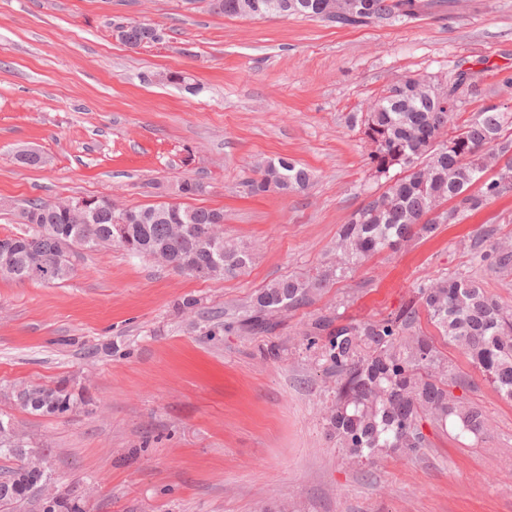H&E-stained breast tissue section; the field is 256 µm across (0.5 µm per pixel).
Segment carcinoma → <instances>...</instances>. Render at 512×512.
<instances>
[{"instance_id":"carcinoma-1","label":"carcinoma","mask_w":512,"mask_h":512,"mask_svg":"<svg viewBox=\"0 0 512 512\" xmlns=\"http://www.w3.org/2000/svg\"><path fill=\"white\" fill-rule=\"evenodd\" d=\"M355 11L344 15L325 12L328 0H211V8L228 17L265 18L301 15L326 21L338 28H358L373 22H405L424 8L444 7L451 0H351ZM117 38L129 48L158 43V28L128 23L116 26ZM461 70L448 80V89L477 97L480 89L465 82ZM456 112H446L416 90V78L382 89L365 112L350 116L367 141L378 144L368 154L374 176L386 178L385 190L358 208L342 225L336 244V261L312 275L277 280L259 291L244 311L239 327L246 333H272L274 316L312 301L330 282L346 276L370 256L395 250L413 238L435 233L439 223L454 224L512 188V183L489 179L480 191L472 185L486 172L487 159L505 157L512 165V137L505 134L512 114L493 104L460 124ZM423 166L425 175L389 176L398 167L408 169V158ZM314 173L290 158H279L257 167L256 177L244 186L251 195L302 192ZM455 201L438 218L427 215L448 201ZM84 222L67 219L49 209V201L32 199L20 214L33 227L0 236V247L13 259V273L0 277L23 283L30 273L53 261L65 248L95 251L111 247L119 232L126 234L124 250L130 255L166 258L172 270L195 278L235 277L252 262L245 247L208 236L210 225L224 218L214 209H187L160 205L128 210L129 221L120 224L121 211L106 199L92 204ZM58 224L57 233L34 225ZM485 262L512 265V246L495 244L492 254L477 253ZM439 334L460 345L476 367L493 383L502 398L512 402V306L487 294L476 281L450 274L420 285L416 295L397 311L379 319L339 322L321 315L302 334L306 347L319 350L327 370L336 374V400L325 417L329 435L357 462L371 461L383 452L410 455L426 444L422 421L445 426L457 420L460 432L480 438L486 419L477 407H466L449 391L456 382L453 366L442 363L431 337L420 328V313ZM13 403L39 416L64 417L90 398L75 394L64 380L15 388ZM28 450L15 462L14 449ZM0 458L12 465L0 469V512H17L50 477L45 455L21 437L12 418L0 413Z\"/></svg>"}]
</instances>
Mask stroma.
<instances>
[{
  "label": "stroma",
  "mask_w": 512,
  "mask_h": 512,
  "mask_svg": "<svg viewBox=\"0 0 512 512\" xmlns=\"http://www.w3.org/2000/svg\"><path fill=\"white\" fill-rule=\"evenodd\" d=\"M161 42L129 48L119 24ZM469 73L512 107V0H457L406 23L340 29L295 16L231 18L209 0H0V236L24 200L99 197L224 212L248 248L237 277L197 279L122 249L77 251L58 285L0 278V412L45 449L86 512H512V403L462 350L421 321L480 408L483 438L424 422L408 458L349 464L324 413L336 377L300 331L329 313L377 319L419 284L469 274L512 305V268L473 264L475 242L512 238V193L425 239L374 256L271 335L238 321L261 289L324 269L337 233L382 193L351 113L404 77ZM38 154L36 166L18 162ZM288 157L313 185L250 196L256 163ZM202 183L183 196V181ZM195 298V312L178 309ZM69 379L92 397L63 418L15 407L21 383ZM115 29L118 40L129 48H137L149 43H158L163 39L161 30L147 24H119Z\"/></svg>",
  "instance_id": "obj_1"
}]
</instances>
